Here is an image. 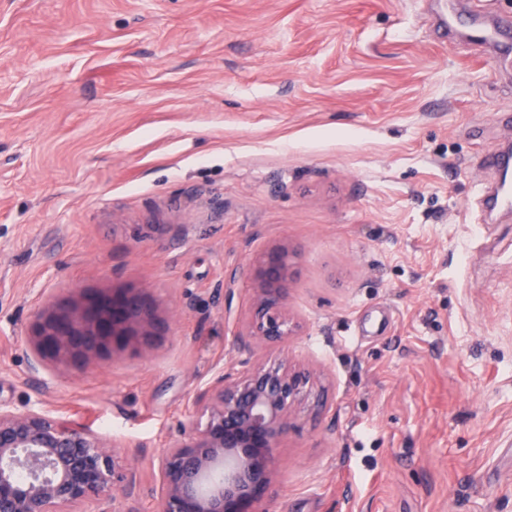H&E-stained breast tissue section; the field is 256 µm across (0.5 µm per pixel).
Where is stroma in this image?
<instances>
[{"mask_svg":"<svg viewBox=\"0 0 512 512\" xmlns=\"http://www.w3.org/2000/svg\"><path fill=\"white\" fill-rule=\"evenodd\" d=\"M470 0H0V406L124 442L151 512L194 391L236 373L288 247L320 374L270 512H512V57ZM236 283H229V273ZM133 289L153 334L37 362L36 314Z\"/></svg>","mask_w":512,"mask_h":512,"instance_id":"35a3bbf8","label":"stroma"}]
</instances>
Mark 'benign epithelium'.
<instances>
[{
	"instance_id": "1",
	"label": "benign epithelium",
	"mask_w": 512,
	"mask_h": 512,
	"mask_svg": "<svg viewBox=\"0 0 512 512\" xmlns=\"http://www.w3.org/2000/svg\"><path fill=\"white\" fill-rule=\"evenodd\" d=\"M290 254H263L251 270L255 296L237 339L256 348L287 341L300 326L284 305ZM146 308L134 292L98 293L78 307L41 314L34 349L43 360L76 361L107 351L132 336H146ZM316 371L286 354L279 360L246 359L236 374L217 373L196 390L204 421L181 424L163 445L153 512H267L265 497L278 474V448L310 405L326 406ZM116 443L67 426L40 411L0 408V512H109L130 498L137 474L122 467Z\"/></svg>"
}]
</instances>
